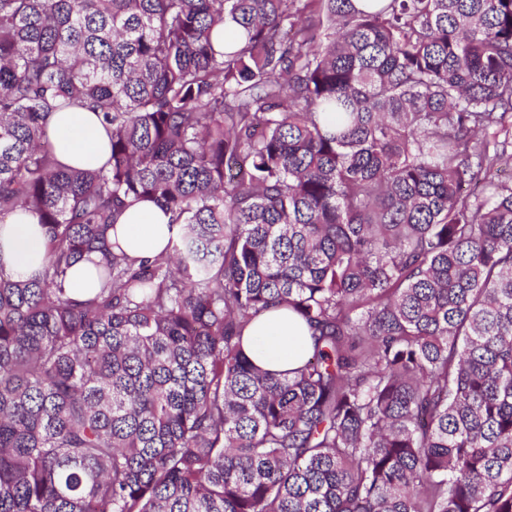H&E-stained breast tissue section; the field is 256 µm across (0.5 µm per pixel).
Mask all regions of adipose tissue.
Instances as JSON below:
<instances>
[{"mask_svg":"<svg viewBox=\"0 0 512 512\" xmlns=\"http://www.w3.org/2000/svg\"><path fill=\"white\" fill-rule=\"evenodd\" d=\"M56 158L73 167H98L109 155L107 133L94 113L72 108L49 118ZM170 217L150 202H138L116 220L110 236L128 256L150 259L162 253L171 236ZM45 234L37 215L16 211L0 220V267L14 279H29L41 268ZM311 332L295 315L278 310L253 322L244 348L260 367L288 371L312 350Z\"/></svg>","mask_w":512,"mask_h":512,"instance_id":"adipose-tissue-1","label":"adipose tissue"}]
</instances>
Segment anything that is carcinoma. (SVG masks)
<instances>
[{"label": "carcinoma", "mask_w": 512, "mask_h": 512, "mask_svg": "<svg viewBox=\"0 0 512 512\" xmlns=\"http://www.w3.org/2000/svg\"><path fill=\"white\" fill-rule=\"evenodd\" d=\"M511 163L512 0H0V216L47 239L0 268V512H512ZM56 158L73 167H98L109 155L107 133L93 112L71 108L49 117ZM170 215L151 202H138L127 208L109 231L131 258L150 259L162 253L171 236ZM44 254L45 234L37 215L15 211L0 222V265L15 280L35 276ZM97 254L86 255L69 272V285L71 297L75 300H83L91 296L94 288H98L93 274L92 261H98ZM245 336L246 352L264 369L292 370L312 351L311 331L290 312L266 314L253 322Z\"/></svg>", "instance_id": "carcinoma-1"}]
</instances>
